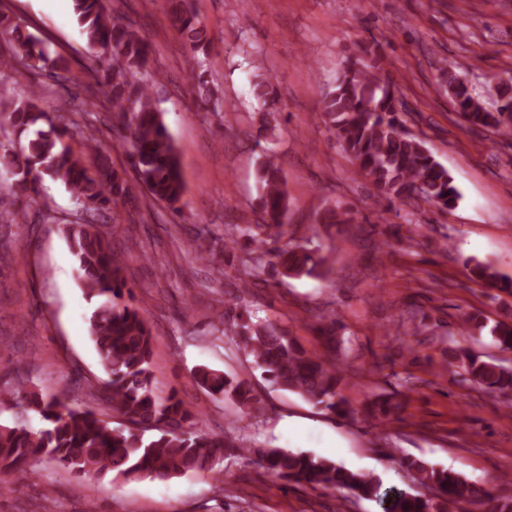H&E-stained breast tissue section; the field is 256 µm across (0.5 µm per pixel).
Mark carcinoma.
Masks as SVG:
<instances>
[{
	"label": "carcinoma",
	"instance_id": "carcinoma-1",
	"mask_svg": "<svg viewBox=\"0 0 512 512\" xmlns=\"http://www.w3.org/2000/svg\"><path fill=\"white\" fill-rule=\"evenodd\" d=\"M73 4L82 35L95 51L90 72L103 94L98 106L121 119L130 117L132 136L124 135L122 140L131 142L136 179L152 199L180 212L185 185L178 151L153 86L140 78L148 66L149 44L132 25L110 13L106 0H73ZM170 21L178 36L200 54L188 74L198 108L216 109L207 78L205 55L210 40L205 27L186 0H171ZM0 39L10 45L9 53L0 55L1 82L21 69L44 68L51 61L49 43L27 27L12 23L5 14H0ZM375 55V47L368 46L361 55L348 59L322 100L324 123L350 156L355 173L385 201L382 213L411 198L453 206L459 193L452 176L424 141L405 131L399 118L401 103ZM49 78L62 98L55 113L44 108L41 88L23 100L0 98V114H5L6 122L0 130L8 129L13 135L9 144L0 143V169L18 166L24 170L9 185L13 201L27 204L34 200L48 177L64 184L86 212L131 203L132 188L124 173L101 153L85 110L76 109L74 118L61 114L71 104L63 99L71 96L68 77L53 70ZM441 83L469 128L512 126V85L501 88L500 105L491 112L454 69H441ZM258 188L262 223L233 224L227 235L231 242L245 237L262 246L260 254L242 260L245 274L259 278L265 271L264 257L270 255L286 277L321 276L325 259L316 249L305 245L264 249L268 242L288 235V196L272 155L259 163ZM351 221L350 212L339 207L325 210L320 218L322 224ZM68 237L78 260L81 285L94 302L89 334L108 375L105 399L125 427L112 428L96 412L32 391L20 380L6 397L13 422L0 423L1 476L29 475L38 465L51 461L77 474L115 480H167L210 471L221 481L223 461L240 457L282 480L345 489L357 498L382 496L390 501L385 512H453L455 505L473 498L487 500L490 512H512V496L479 487L453 470L423 460H409L407 465L435 492L433 498L382 494L380 478L369 472H355L305 453L243 448L203 433L197 427L198 412L178 393L160 395L155 391L152 329L132 301L125 300L133 294L127 288L123 260L112 250L107 233L94 224H73ZM471 271L481 280L512 289V278L476 259ZM486 328L500 350L512 351V323L498 322L489 328L477 314L462 318L464 332ZM224 331L252 358L253 367L261 370L266 380L314 406L334 414L347 413L338 397L336 366L308 353L280 328L255 321L247 312L224 322ZM448 365L460 368L467 380L486 392L512 394L511 366L458 347L448 348ZM194 375L215 399L233 402L245 415L255 408L256 400L245 382L203 365L195 368ZM33 418L39 421L36 429L31 426Z\"/></svg>",
	"mask_w": 512,
	"mask_h": 512
}]
</instances>
